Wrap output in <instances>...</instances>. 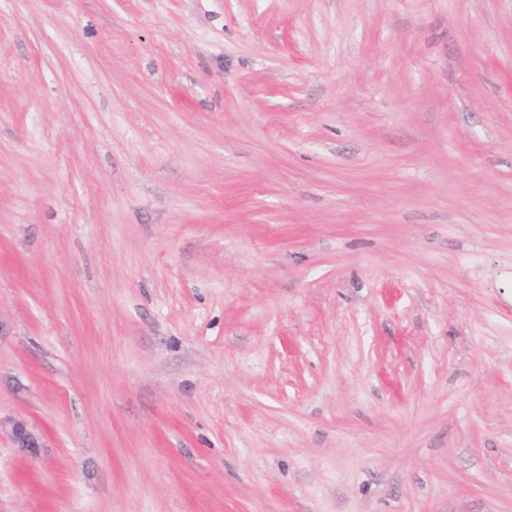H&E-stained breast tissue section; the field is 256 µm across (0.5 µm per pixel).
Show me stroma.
Instances as JSON below:
<instances>
[{
    "label": "stroma",
    "mask_w": 512,
    "mask_h": 512,
    "mask_svg": "<svg viewBox=\"0 0 512 512\" xmlns=\"http://www.w3.org/2000/svg\"><path fill=\"white\" fill-rule=\"evenodd\" d=\"M0 512H512V0H0Z\"/></svg>",
    "instance_id": "35a3bbf8"
}]
</instances>
